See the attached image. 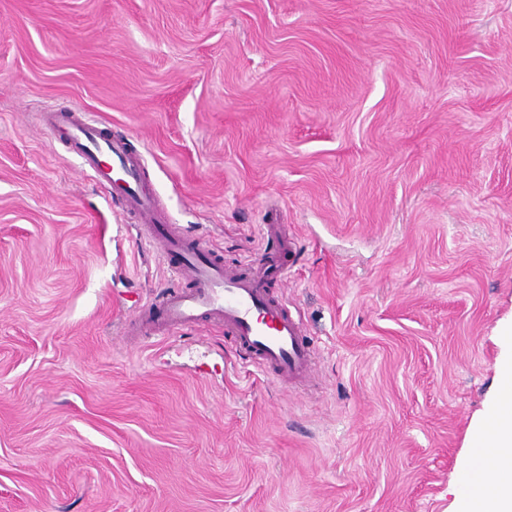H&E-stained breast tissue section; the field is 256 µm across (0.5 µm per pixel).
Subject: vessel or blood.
<instances>
[{"instance_id":"vessel-or-blood-1","label":"vessel or blood","mask_w":512,"mask_h":512,"mask_svg":"<svg viewBox=\"0 0 512 512\" xmlns=\"http://www.w3.org/2000/svg\"><path fill=\"white\" fill-rule=\"evenodd\" d=\"M39 123L101 186L122 181L125 211L134 216L145 243L160 248L179 281L154 296L147 315L129 321L125 335L165 337L206 319L223 326L243 366L266 371L290 388L315 382V350L305 324L273 293L274 285L287 281L286 257L295 251L283 225H261L257 257L226 264L211 254L205 237L167 223L154 196L142 188L141 159L125 139L104 135L97 121L77 108L41 112Z\"/></svg>"}]
</instances>
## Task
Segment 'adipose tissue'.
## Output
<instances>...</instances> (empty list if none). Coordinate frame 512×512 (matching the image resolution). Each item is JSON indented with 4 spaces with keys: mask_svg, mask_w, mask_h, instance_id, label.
I'll use <instances>...</instances> for the list:
<instances>
[{
    "mask_svg": "<svg viewBox=\"0 0 512 512\" xmlns=\"http://www.w3.org/2000/svg\"><path fill=\"white\" fill-rule=\"evenodd\" d=\"M468 446L467 470L476 481L458 499V512H512V416L494 428L473 427Z\"/></svg>",
    "mask_w": 512,
    "mask_h": 512,
    "instance_id": "obj_1",
    "label": "adipose tissue"
}]
</instances>
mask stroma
Segmentation results:
<instances>
[{
	"instance_id": "35a3bbf8",
	"label": "stroma",
	"mask_w": 512,
	"mask_h": 512,
	"mask_svg": "<svg viewBox=\"0 0 512 512\" xmlns=\"http://www.w3.org/2000/svg\"><path fill=\"white\" fill-rule=\"evenodd\" d=\"M74 107L225 262L287 225L314 388L122 335L171 272ZM511 319L512 0H0V512H454Z\"/></svg>"
}]
</instances>
